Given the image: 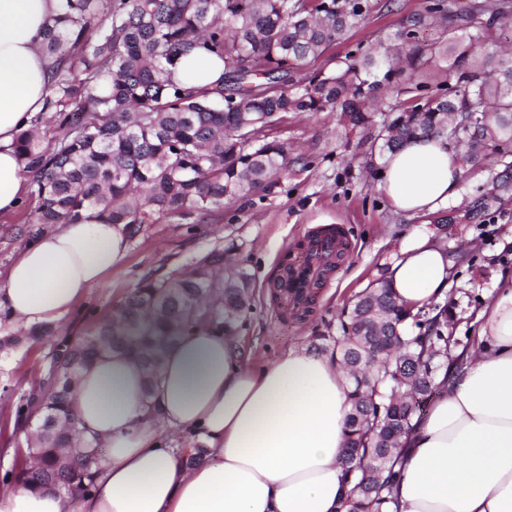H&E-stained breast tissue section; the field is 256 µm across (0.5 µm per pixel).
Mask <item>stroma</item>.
Returning a JSON list of instances; mask_svg holds the SVG:
<instances>
[{"label": "stroma", "instance_id": "1", "mask_svg": "<svg viewBox=\"0 0 512 512\" xmlns=\"http://www.w3.org/2000/svg\"><path fill=\"white\" fill-rule=\"evenodd\" d=\"M371 2L366 22L319 58L300 62L299 75L328 66L356 46L377 45L404 17L422 13L426 5V0ZM274 135L294 150L296 161L288 174L274 178L264 192L225 205L216 218L178 221L162 215L142 225L130 238L120 266L89 288L85 299L56 325L54 335L0 353V478L24 463L17 451L26 447L34 427L18 423L17 411L48 375L57 336L86 333L107 318L140 279L188 267L215 245L235 242L236 258L253 280V308L240 330L251 364L263 365L291 348L318 347L337 335L343 307L383 277L396 238L414 223L392 211L376 190L377 176L365 170L371 145L366 132L344 133L332 112H296ZM496 172L490 165L466 168L463 201L454 207L456 223L428 219L439 244L474 258L472 266L455 269L448 290L456 303V335L464 347L476 337L475 315L493 296L499 273L512 272V260L499 259L512 243V207L494 211L483 224L463 218L465 203L481 196ZM32 209L26 202L15 213L0 216V271L24 244L45 232V225L32 223ZM336 229L344 233V253L325 273L306 313L283 312L271 282L285 265L297 261L309 239Z\"/></svg>", "mask_w": 512, "mask_h": 512}]
</instances>
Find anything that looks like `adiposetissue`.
Returning <instances> with one entry per match:
<instances>
[{"mask_svg":"<svg viewBox=\"0 0 512 512\" xmlns=\"http://www.w3.org/2000/svg\"><path fill=\"white\" fill-rule=\"evenodd\" d=\"M58 0H0V215L29 176L16 135L46 110L50 65L41 51ZM188 88L216 86L223 62L195 52L176 71ZM461 150L440 138L389 154L377 184L409 219L461 202ZM128 252L121 224L87 211L29 243L0 278V331L59 323ZM453 261L426 226L401 235L388 280L411 310L443 302ZM477 337L449 369L432 409L401 439L400 512H512V274L476 316ZM346 374L327 353L293 349L249 364L240 335L198 329L165 353L152 396L136 356H99L77 384L75 417L104 450L82 512H342L340 457L350 412ZM198 439L208 460L186 466L156 423ZM12 512H67L53 491L0 489Z\"/></svg>","mask_w":512,"mask_h":512,"instance_id":"obj_1","label":"adipose tissue"}]
</instances>
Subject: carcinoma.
I'll use <instances>...</instances> for the list:
<instances>
[{"mask_svg": "<svg viewBox=\"0 0 512 512\" xmlns=\"http://www.w3.org/2000/svg\"><path fill=\"white\" fill-rule=\"evenodd\" d=\"M370 0H59L43 35L51 62L52 98L62 137L43 144L34 128L13 147L33 172L27 199L35 224L78 222L96 210L128 232L166 214L217 216L224 205L266 190L288 171V143L269 139L290 112H337L345 132L374 127L375 156L410 139L437 136L464 146L462 165H479L493 147L503 170L490 194L470 203L465 219L483 221L492 206H512V53L475 56V45L512 16V0H469L453 9L431 0L402 20L378 48L349 52L328 69L294 78L300 61L316 59L359 27ZM100 15L107 26H94ZM437 23L425 44L416 28ZM195 48L224 63L222 85L187 88L174 79ZM433 63L448 82L419 80ZM411 95L408 106L378 99ZM251 276L215 247L189 271L138 282L111 317L76 340L58 339L49 378L26 401L18 420L40 421L28 442L20 483L68 498L70 512L94 483L95 440L74 417L77 378L104 352L136 354L146 395L157 383L167 346L202 326L233 332L252 308ZM452 307L399 305L386 280L344 311L336 354L353 384L345 478L353 488L346 512H399L392 488L399 440L420 421L418 403L431 395L449 350Z\"/></svg>", "mask_w": 512, "mask_h": 512, "instance_id": "obj_1", "label": "carcinoma"}]
</instances>
